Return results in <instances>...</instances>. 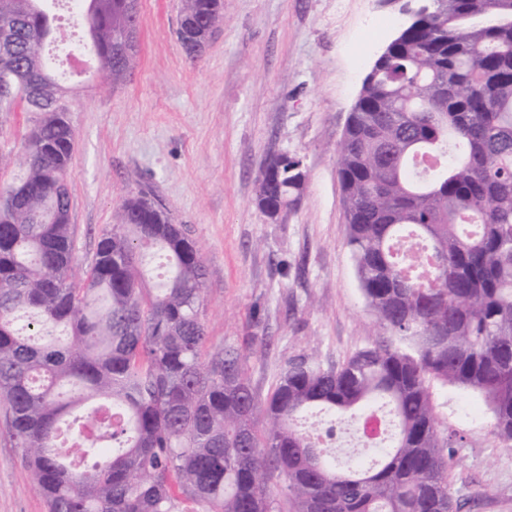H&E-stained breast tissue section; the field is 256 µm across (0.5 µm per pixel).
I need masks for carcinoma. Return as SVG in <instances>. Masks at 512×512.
<instances>
[{"label": "carcinoma", "mask_w": 512, "mask_h": 512, "mask_svg": "<svg viewBox=\"0 0 512 512\" xmlns=\"http://www.w3.org/2000/svg\"><path fill=\"white\" fill-rule=\"evenodd\" d=\"M48 2L0 0V112L39 115L25 175L0 187V406L48 512H453L465 436L441 432L433 386L481 395L491 434L512 441V0L434 3L365 76L337 164L381 332L338 366L289 359L264 399L241 348L204 353L206 270L151 191L124 201L76 278L68 107L34 93L56 40ZM182 2L178 38L196 57L224 0ZM81 15L99 69L121 76L127 0H81ZM273 164L257 190L271 217L306 185L299 160L269 183ZM154 253L166 275L144 288ZM313 409L386 414L388 446L338 466L301 426Z\"/></svg>", "instance_id": "obj_1"}]
</instances>
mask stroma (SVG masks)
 <instances>
[{"instance_id": "obj_1", "label": "stroma", "mask_w": 512, "mask_h": 512, "mask_svg": "<svg viewBox=\"0 0 512 512\" xmlns=\"http://www.w3.org/2000/svg\"><path fill=\"white\" fill-rule=\"evenodd\" d=\"M408 0H224L191 59L181 0H139L137 61L119 81L65 82L74 132L71 224L80 268L126 198L150 187L206 269V350L246 351L259 396L288 358L336 365L378 327L346 247L337 148L362 81ZM33 113H0V185L25 171ZM297 156L304 194L278 218L257 204L269 156ZM441 424L464 432L451 467L460 512H512V442L494 438L478 396L437 390ZM0 512H47L0 415Z\"/></svg>"}]
</instances>
